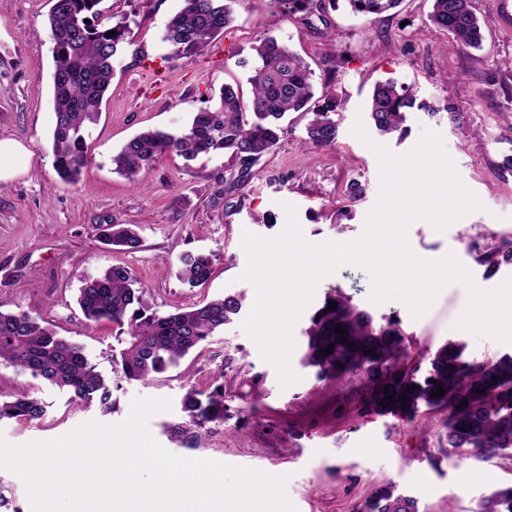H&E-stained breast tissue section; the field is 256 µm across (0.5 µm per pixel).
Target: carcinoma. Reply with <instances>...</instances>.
I'll return each instance as SVG.
<instances>
[{
    "instance_id": "1",
    "label": "carcinoma",
    "mask_w": 512,
    "mask_h": 512,
    "mask_svg": "<svg viewBox=\"0 0 512 512\" xmlns=\"http://www.w3.org/2000/svg\"><path fill=\"white\" fill-rule=\"evenodd\" d=\"M47 16L53 43L55 71L53 97L55 125L52 133L54 168L61 179L75 182L88 163L84 132L97 122L105 93L114 75L113 60L120 56L131 34L130 24L95 23L102 0H50ZM239 0H183L169 20L164 41L176 56L202 53L234 21ZM355 13L381 15L401 0H347ZM274 11L297 16L310 27L314 20L328 27L323 0H267ZM429 22L451 36L460 49H478L483 35L471 0H433ZM112 31L114 35L106 36ZM253 55L238 66L247 70L249 92L226 84L212 107L197 112L191 123L177 132L143 131L130 139L112 157L115 172L134 180L162 155L175 153L192 160L201 153L222 150L243 170L271 153L288 129L282 120L291 112L308 118L304 144L323 148L336 143L335 116L341 101L333 91L315 97L312 70L298 53L268 36L252 46ZM446 111L448 120L462 126L468 113L448 97L442 106L417 100L409 88L392 80L375 84L369 106L370 118L383 135L404 128L407 113ZM98 236L107 246L134 250L140 237L132 224H100ZM484 243L470 250L496 273L512 266V239L483 235ZM180 275L195 287L209 280L212 260L203 253L180 257ZM337 303L328 310V302ZM78 304L87 320L115 325L121 370L128 380H148L177 365L190 351L232 322L241 312L243 297L224 295L168 314L150 309L143 288L128 268L112 266L97 278L83 281ZM340 326L343 333L335 332ZM304 362L326 376L355 373L364 378L367 413L411 418L418 403L445 416V437L439 438L448 454L479 463L512 460V356L497 361H465L464 345L448 342L431 354L428 375L419 382L415 375L424 356L410 352L411 338L400 321L389 318L378 324L351 297L336 293L310 318ZM330 353H320L328 344ZM369 354H364V351ZM0 364L19 367L69 394L70 403L83 406L94 401L105 405L111 393L80 345L57 335L26 313L0 310ZM440 397H431L437 389ZM391 400H386V397ZM189 423L201 428L224 419V391L192 388L182 400ZM45 407L36 398L20 396L0 403V419L32 421L44 416ZM354 512H418L417 502L388 484L376 488ZM479 512H512V485L496 487L480 501Z\"/></svg>"
}]
</instances>
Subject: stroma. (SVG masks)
Listing matches in <instances>:
<instances>
[{
    "label": "stroma",
    "instance_id": "stroma-1",
    "mask_svg": "<svg viewBox=\"0 0 512 512\" xmlns=\"http://www.w3.org/2000/svg\"><path fill=\"white\" fill-rule=\"evenodd\" d=\"M473 3L484 26L478 50L453 47L447 33L430 28L432 0H402L378 17L353 13L343 2L329 11L331 25L322 32L273 13L265 0H241L231 27L203 54L172 60L162 37L182 0H103L102 9L114 19H131L132 42L115 60L100 118L86 131L89 163L78 182L66 183L54 169L51 150L50 2L0 0V139L23 147L0 160V310L28 313L81 345L112 391L108 405L76 406L47 382L0 365L1 403L27 395L48 405L39 420L0 419V438L23 445L62 437L92 420L116 424L128 416L134 397H154L171 402L170 410L149 421L151 435L165 449L287 476L286 493L297 512H353L387 483L413 497L419 512H476L490 479L512 480L511 472L496 467L477 475L473 463L447 455L438 442L443 421L427 406L410 422L363 413L360 376L321 379L303 362L310 317L336 289L375 320L397 317L413 339L412 353L456 341L470 361L512 356V343L455 328L466 303L461 285L444 288L415 319L402 302H371L363 269L340 267L322 280L294 326L291 367L299 380L286 388L238 318L153 380H126L117 362L116 327L88 321L77 304L84 280L122 265L157 313L226 294L242 295V311L250 313L255 289L241 278L247 266L242 233L278 236L287 203L295 206L310 243L358 238L378 199L379 163L351 129L357 114L366 112L374 84L388 78L435 104L453 97L470 114V128H454L443 114L415 111L405 137L379 136L370 125V138L403 154L424 131L440 134L462 181L483 204L442 232L427 221L413 222L407 230L411 249L429 260L454 253L483 289L512 276L511 266L486 273L468 249L490 231L512 239V170L504 166L512 156V0ZM268 36L305 58L316 88L342 98L335 145L305 147L307 120L293 113L288 134L235 191L228 184L239 166L221 152L190 161L163 155L133 182L114 172L113 156L137 133L182 129L195 112L214 104L224 84L245 82L248 73L237 61ZM354 180L364 193L348 215H338ZM100 224L137 225L139 247L108 249L97 235ZM187 252L210 254L213 274L205 285L192 288L179 278V258ZM218 385L224 389L223 420L186 429L181 401L187 389Z\"/></svg>",
    "mask_w": 512,
    "mask_h": 512
}]
</instances>
